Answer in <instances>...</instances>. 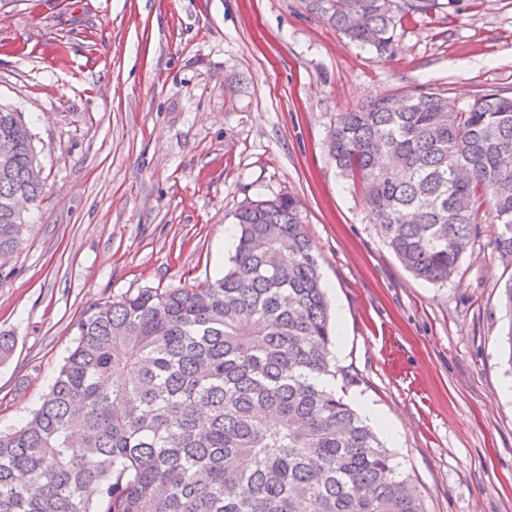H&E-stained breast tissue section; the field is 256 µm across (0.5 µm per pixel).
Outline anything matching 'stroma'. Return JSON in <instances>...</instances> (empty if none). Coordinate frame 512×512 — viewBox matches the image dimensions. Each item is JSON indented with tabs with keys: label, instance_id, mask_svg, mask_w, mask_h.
I'll use <instances>...</instances> for the list:
<instances>
[{
	"label": "stroma",
	"instance_id": "obj_1",
	"mask_svg": "<svg viewBox=\"0 0 512 512\" xmlns=\"http://www.w3.org/2000/svg\"><path fill=\"white\" fill-rule=\"evenodd\" d=\"M420 90L465 105L512 96V0H435L385 52L300 0H10L0 105L35 137L45 198L0 261V429L55 378L76 323L141 288L223 275L241 204L283 193L340 327L336 393L398 428L386 446L425 512H512V382L482 225L455 275L415 279L387 247L328 141L341 113Z\"/></svg>",
	"mask_w": 512,
	"mask_h": 512
}]
</instances>
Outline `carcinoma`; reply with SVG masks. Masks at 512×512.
<instances>
[{"label": "carcinoma", "mask_w": 512, "mask_h": 512, "mask_svg": "<svg viewBox=\"0 0 512 512\" xmlns=\"http://www.w3.org/2000/svg\"><path fill=\"white\" fill-rule=\"evenodd\" d=\"M387 50L416 0H302ZM387 95L339 115L329 150L416 278L451 279L489 219L512 260V97ZM44 193L34 137L0 107V255ZM301 202L250 201L220 278L87 312L24 422L0 431V512H424L393 455L324 376L346 373Z\"/></svg>", "instance_id": "1"}]
</instances>
